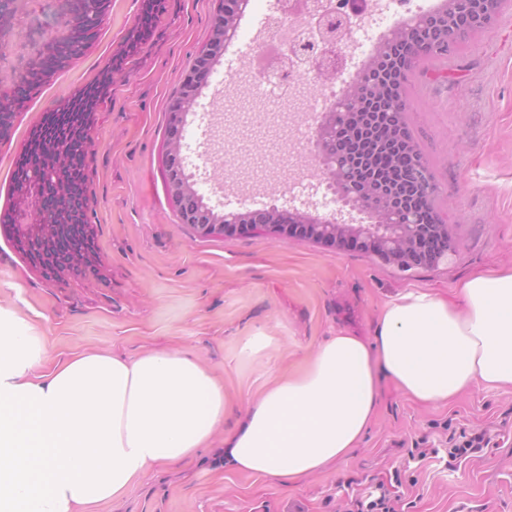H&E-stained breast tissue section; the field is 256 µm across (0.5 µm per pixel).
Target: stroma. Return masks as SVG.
Listing matches in <instances>:
<instances>
[{
  "label": "stroma",
  "instance_id": "stroma-1",
  "mask_svg": "<svg viewBox=\"0 0 512 512\" xmlns=\"http://www.w3.org/2000/svg\"><path fill=\"white\" fill-rule=\"evenodd\" d=\"M442 2L389 5L381 28L356 34L358 50L332 81L335 93L355 80L384 35ZM145 4L108 0L84 52L32 92L0 139L1 212L32 130L111 72L85 159L98 273L47 279L0 229V305L39 327L53 362L83 352L130 359L192 350L223 383L230 406L194 465L151 471L101 512H339L346 493L395 479L404 512H512V387L482 384L449 404H423L381 380L362 442L297 485L226 471L222 455L225 432L268 376L299 369L324 338L339 331L372 337L381 308L402 293L449 297L472 273L512 268V0L454 54L420 64L410 77L407 124L459 248L436 267L408 271L300 236L204 237L180 222L167 193L166 111L208 41L220 0H162L148 23ZM279 16L276 0H251L187 116L186 171L205 202L227 212L284 206L307 175V109L317 85L302 83L296 99H276L247 66ZM254 328L275 340L263 366L236 360ZM481 428L493 431V442L453 466L408 458L416 443L441 448L449 430Z\"/></svg>",
  "mask_w": 512,
  "mask_h": 512
}]
</instances>
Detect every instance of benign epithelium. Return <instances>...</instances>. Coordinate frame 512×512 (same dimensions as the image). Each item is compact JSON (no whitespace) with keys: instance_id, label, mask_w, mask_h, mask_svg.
<instances>
[{"instance_id":"7a95c632","label":"benign epithelium","mask_w":512,"mask_h":512,"mask_svg":"<svg viewBox=\"0 0 512 512\" xmlns=\"http://www.w3.org/2000/svg\"><path fill=\"white\" fill-rule=\"evenodd\" d=\"M60 2L64 3V9L53 20L32 19L27 24L29 38H40L43 47L35 54H16L25 80H17L13 88L11 103L14 105L24 98L30 85L47 78L49 61L65 64L84 50L85 43L70 39L71 28L76 26L92 33L101 24L103 13L95 8L93 0ZM459 2L463 3L461 21L448 30L443 41L432 44L437 52L452 51L473 31L492 25L501 4V0H450V8L455 14ZM248 5L249 0H221L206 48L196 65L184 75L181 95L168 105L165 171L169 199L180 223L192 226L203 236L237 232L298 235L338 250L358 248L404 270L433 267L448 260L458 249V244L448 234V225L439 220L421 224L414 217L403 224H390L380 216L382 198L355 178L336 179V138L329 136L330 112L327 109L321 113L312 135L310 160L317 171L314 180L319 185L327 184L341 206L363 213L366 223L347 224L319 218L297 208L271 207L221 213L204 202L197 183L185 173L186 116L198 106L199 90L208 85L214 63L223 56L224 47L236 37L237 20ZM300 10L314 19V25L310 27L311 40L301 44L299 50L313 54L322 46L324 52L331 53L350 38L351 29L343 12L331 9L321 0H307ZM300 10L288 0H279V11L283 15L296 14ZM88 144L89 141L82 140L60 146L55 159L42 168L22 196V205L30 214V220L15 225V231L31 251H45L87 213L89 202L82 188L67 182L66 171L69 155L86 150ZM403 180L407 187L424 194L429 192L432 184L430 171L417 158L407 166Z\"/></svg>"}]
</instances>
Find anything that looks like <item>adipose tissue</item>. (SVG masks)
Masks as SVG:
<instances>
[{"label": "adipose tissue", "instance_id": "obj_1", "mask_svg": "<svg viewBox=\"0 0 512 512\" xmlns=\"http://www.w3.org/2000/svg\"><path fill=\"white\" fill-rule=\"evenodd\" d=\"M383 378L429 404L512 386V269L474 274L451 299L405 292L381 310L374 340L328 338L249 401L224 440L226 467L295 483L347 459ZM227 405L192 353L52 365L40 330L0 306V512H98L154 468L195 463Z\"/></svg>", "mask_w": 512, "mask_h": 512}]
</instances>
